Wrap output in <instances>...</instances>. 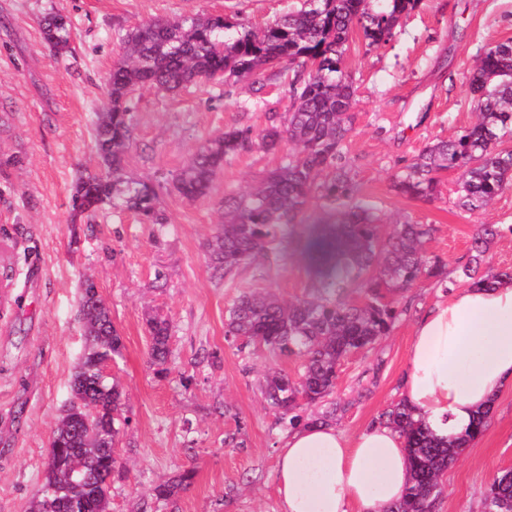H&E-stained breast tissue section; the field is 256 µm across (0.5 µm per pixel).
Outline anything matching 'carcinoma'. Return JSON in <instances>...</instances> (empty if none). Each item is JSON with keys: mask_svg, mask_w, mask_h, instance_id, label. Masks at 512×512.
<instances>
[{"mask_svg": "<svg viewBox=\"0 0 512 512\" xmlns=\"http://www.w3.org/2000/svg\"><path fill=\"white\" fill-rule=\"evenodd\" d=\"M417 0H303L301 8L261 28L222 15L153 20L124 38L123 59L107 77L109 105L97 113L93 138L99 167L81 176L72 196L79 213L91 208L94 195L114 209L132 211L149 224L165 223L155 185L124 176V159L132 145L134 116L128 106L135 88L149 85L176 91L188 85L220 83L232 77L256 76L285 65L309 68L290 84V112L269 113L258 135L249 128H230L210 140L177 173L175 186L187 200L210 196L227 158L256 145L267 152L291 145L280 164L244 194H226L223 221L208 240L210 265L222 279L256 257L266 255L285 230L307 225L311 280L306 293L285 300L276 293H246L225 311V340L238 351L257 338L272 350L302 360L291 377L276 367L259 379L276 425L295 429L310 423L331 424L342 407L332 395L337 369L350 353L388 335L399 316L390 294H402L422 278L444 290L461 283L491 288L511 271H493L488 255L501 235L497 224H481L472 236L470 254L452 273L430 255L426 243L431 224L405 222L387 238L381 217L356 200L352 165L343 143L353 130L357 89L343 68L349 37L359 29L370 46L388 42L402 17ZM44 42L57 56L72 52V25L62 11L41 20ZM478 120L453 139L425 145L393 178V190L404 197L433 202L440 195V175L459 173L458 206L469 213L486 208L512 187V151L500 149L512 137V40L487 48L467 78ZM322 204L307 217L313 192ZM361 294L350 303L349 294ZM79 313L85 339L83 354L70 379L71 404L58 420L47 449L41 487L24 512H63L86 503L90 512H110L112 484L119 471L115 445L121 427L122 388L103 376L99 364L121 355L123 343L109 306L92 279L84 281ZM152 364L170 354V323L154 314L146 320ZM304 405H316L306 419ZM490 410L476 416L461 436L436 439L404 401L386 408L377 423L397 430L406 441L412 479L388 512H434L442 494L440 477L463 450L484 432ZM75 457L85 469L72 468ZM195 470L186 468L154 484L149 495L165 512H179L180 494L193 485ZM481 512H512V469L497 474L485 490Z\"/></svg>", "mask_w": 512, "mask_h": 512, "instance_id": "obj_1", "label": "carcinoma"}]
</instances>
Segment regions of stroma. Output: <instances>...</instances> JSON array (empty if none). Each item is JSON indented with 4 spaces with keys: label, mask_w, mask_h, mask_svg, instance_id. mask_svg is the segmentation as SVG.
Instances as JSON below:
<instances>
[{
    "label": "stroma",
    "mask_w": 512,
    "mask_h": 512,
    "mask_svg": "<svg viewBox=\"0 0 512 512\" xmlns=\"http://www.w3.org/2000/svg\"><path fill=\"white\" fill-rule=\"evenodd\" d=\"M300 0H0V512H22L43 479L52 427L71 400L69 382L83 348L78 289L93 277L111 309L123 349L112 374L123 389L111 512H155L148 489L194 468L180 512H281L275 466L284 431L257 380L276 366L297 374L296 357L224 338L227 305L264 288L292 300L309 284L296 243L278 244L224 279L213 277L206 242L218 201L261 180L280 154L254 148L227 160L214 198L188 201L176 174L210 138L231 127L260 132L271 112L287 113L289 75L265 72L229 84L177 92L149 87L129 99L135 115L124 174L159 188L167 222L130 212L75 215L73 187L96 169L92 135L107 104L106 77L122 37L158 18L224 15L261 26ZM73 23L72 52L55 57L40 22L57 11ZM512 39V0H418L386 45L353 32L344 68L358 90L343 150L358 199L380 211L383 235L411 221L435 227L429 254L455 267L468 256L476 225H512V189L486 209L456 207V171L442 175L427 203L397 195L393 175L425 144L454 138L476 120L467 75L489 46ZM432 280L400 298L404 312L388 336L342 363L334 397L337 429L353 435L400 401L415 323L445 299ZM171 324L168 371L150 363L149 313ZM236 434L241 445L228 448ZM512 468V386L493 402L488 425L441 476L435 512H480L485 488Z\"/></svg>",
    "instance_id": "obj_1"
}]
</instances>
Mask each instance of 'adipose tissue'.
<instances>
[{
	"label": "adipose tissue",
	"mask_w": 512,
	"mask_h": 512,
	"mask_svg": "<svg viewBox=\"0 0 512 512\" xmlns=\"http://www.w3.org/2000/svg\"><path fill=\"white\" fill-rule=\"evenodd\" d=\"M512 384V284L451 290L416 324L402 396L435 437L460 436ZM282 512H387L410 480L404 438L373 424L354 437L309 424L277 460Z\"/></svg>",
	"instance_id": "obj_1"
}]
</instances>
